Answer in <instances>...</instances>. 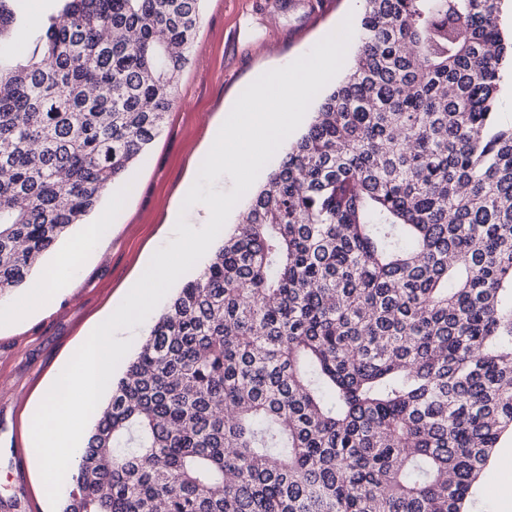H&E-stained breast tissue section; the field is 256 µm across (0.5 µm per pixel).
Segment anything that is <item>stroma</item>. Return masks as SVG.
<instances>
[{
  "instance_id": "1",
  "label": "stroma",
  "mask_w": 512,
  "mask_h": 512,
  "mask_svg": "<svg viewBox=\"0 0 512 512\" xmlns=\"http://www.w3.org/2000/svg\"><path fill=\"white\" fill-rule=\"evenodd\" d=\"M363 0H203L191 62L160 134L126 181L101 199L125 202L95 250L69 274L49 311L0 329V512H52L30 459L34 409L57 370L108 318L158 248L176 235L170 222L195 181L211 134L242 91L264 72L308 53ZM512 478V444L502 445L477 483L470 512H503L498 486Z\"/></svg>"
}]
</instances>
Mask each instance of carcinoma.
<instances>
[{
	"label": "carcinoma",
	"mask_w": 512,
	"mask_h": 512,
	"mask_svg": "<svg viewBox=\"0 0 512 512\" xmlns=\"http://www.w3.org/2000/svg\"><path fill=\"white\" fill-rule=\"evenodd\" d=\"M0 0V295L160 133L202 0ZM354 63L110 380L61 512H464L512 438L502 0H363Z\"/></svg>",
	"instance_id": "carcinoma-1"
}]
</instances>
